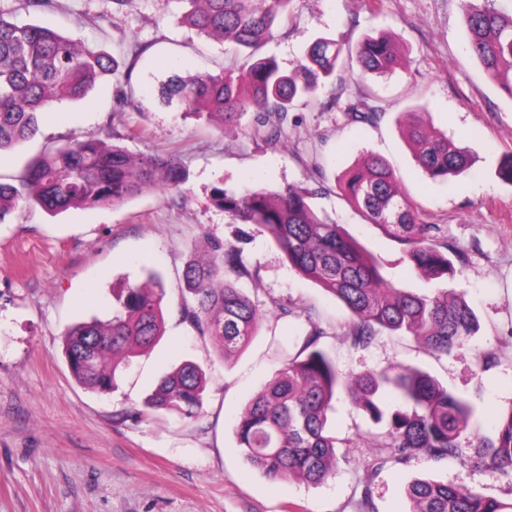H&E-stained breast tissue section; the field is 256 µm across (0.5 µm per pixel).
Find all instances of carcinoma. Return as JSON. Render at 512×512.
<instances>
[{"label":"carcinoma","mask_w":512,"mask_h":512,"mask_svg":"<svg viewBox=\"0 0 512 512\" xmlns=\"http://www.w3.org/2000/svg\"><path fill=\"white\" fill-rule=\"evenodd\" d=\"M185 2L189 10L181 23L207 37L257 49L287 17L291 0ZM463 26L472 56L512 98V10L495 7L494 0H470ZM346 57L363 74L384 75L398 65L395 46L387 38L367 36L346 51L336 40L321 37L310 44L293 74L283 72L272 58L250 55L244 65L221 75L189 80L172 76L161 94L178 100L188 112L219 117L226 130L251 112L255 133L276 142L285 132L293 103L325 85ZM105 80L115 84L117 103H126L114 57L39 24L19 25L0 8V156L39 133L40 116L54 101H82ZM345 112L355 123L375 125L381 120L365 98L351 99ZM408 127L418 147V164L429 179L446 181L469 170L467 151L442 134L428 133L425 114L410 113ZM185 180L184 169L172 157H132L122 146L90 134L45 151L15 182L0 181V223L22 201L56 215L72 208L118 205L160 183L177 191ZM338 186L370 223L404 246L412 270L438 281L436 288L418 294L389 280L377 257L341 225L314 211L310 200L326 190L323 185L257 187L239 196L218 189L215 201L235 222L263 228L299 275L342 303L348 320L341 338L351 348L365 350L388 334L409 336L433 355L459 352L478 332L479 321L463 292L448 287L455 267L442 227L422 220L398 188L389 164L371 152L362 155ZM243 278H254L244 249L219 240L213 241L207 259L191 258L183 270L181 321L209 337L221 360L246 348L266 317L264 303L237 287ZM150 280V288H125L110 320L80 322L68 330L65 358L79 384L112 392L117 371L128 364L130 354L163 336L165 289L158 276ZM279 309L284 316L303 320L305 327L294 336L282 368L249 402L234 428L244 458L266 478L320 484L335 474L350 449L363 447L370 449L367 467L373 475L388 464L413 459L433 464L454 460L490 470L512 484V409L498 419L493 433L482 434L477 430V403L419 368L393 363L350 382L321 346L329 333L319 312L311 306ZM206 387V371L187 360L159 380L138 415L165 411L192 419L202 409ZM342 393L360 402L379 430L368 432L362 441L337 436L328 424V411ZM406 495L409 512H512V503L448 481L415 478Z\"/></svg>","instance_id":"obj_1"}]
</instances>
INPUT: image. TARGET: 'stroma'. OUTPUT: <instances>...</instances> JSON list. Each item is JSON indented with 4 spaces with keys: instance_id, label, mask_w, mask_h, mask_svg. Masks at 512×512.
Listing matches in <instances>:
<instances>
[{
    "instance_id": "35a3bbf8",
    "label": "stroma",
    "mask_w": 512,
    "mask_h": 512,
    "mask_svg": "<svg viewBox=\"0 0 512 512\" xmlns=\"http://www.w3.org/2000/svg\"><path fill=\"white\" fill-rule=\"evenodd\" d=\"M0 8L12 11L17 23L37 22L116 58L128 96L117 105L113 84L103 82L86 101L53 103L39 134L16 146L11 164L0 167V179L17 176L45 147L113 131L129 153L174 157L187 175L178 193L156 188L118 206L57 216L22 203L0 224V512H363L367 481L374 512H406V487L417 477L512 502L511 483L453 461L414 460L370 475L363 448L340 460L335 476L321 485L268 480L244 460L233 427L281 367L298 320L270 318L245 350L222 360L178 312L185 262L208 254L215 239L242 244L261 300L317 308L329 331L322 345L343 373L397 361L418 367L473 398L480 426L492 431L498 415L512 407V184L498 176L501 157L512 152V98L469 51L464 0H292L260 50L283 70L296 69L320 37L348 48L364 36L384 35L396 43L403 64L385 76L339 67L313 100L291 109L275 145L253 135L252 115L227 135L217 121L163 99L170 76L218 75L248 56L182 25L186 0H53L37 14L19 0H0ZM356 96L381 113L377 125L347 119L343 109ZM420 107L435 130L469 151L467 175L444 183L426 178L403 134L408 112ZM366 151L391 164L423 220L443 225L462 257L454 286L480 330L459 353L438 358L407 336H383L365 350L341 343L343 305L291 270L260 228L231 223L212 199L217 187L241 193L323 181L328 191L313 198V207L378 257L399 287L429 292L397 239L367 222L338 188ZM150 271L163 278L164 335L138 351L120 372L116 391L83 387L65 361L64 334L81 321L110 319L117 288ZM488 347L499 362L477 371L476 356ZM186 359L209 379L199 416H140L158 380Z\"/></svg>"
}]
</instances>
